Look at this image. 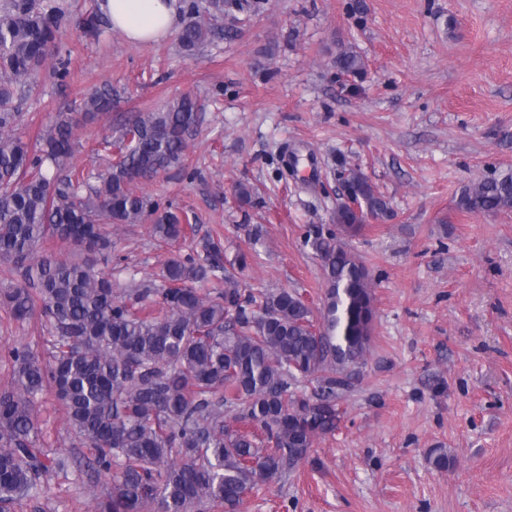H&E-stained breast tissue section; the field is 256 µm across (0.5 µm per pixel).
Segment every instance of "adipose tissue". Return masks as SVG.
Here are the masks:
<instances>
[{"instance_id":"adipose-tissue-1","label":"adipose tissue","mask_w":512,"mask_h":512,"mask_svg":"<svg viewBox=\"0 0 512 512\" xmlns=\"http://www.w3.org/2000/svg\"><path fill=\"white\" fill-rule=\"evenodd\" d=\"M102 8L113 28L131 42L167 35L179 18V0H104Z\"/></svg>"}]
</instances>
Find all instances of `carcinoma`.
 Masks as SVG:
<instances>
[{
    "label": "carcinoma",
    "instance_id": "carcinoma-1",
    "mask_svg": "<svg viewBox=\"0 0 512 512\" xmlns=\"http://www.w3.org/2000/svg\"><path fill=\"white\" fill-rule=\"evenodd\" d=\"M223 15L224 0H207L203 10L190 0L180 49L194 55L230 33L216 25ZM69 22L59 0H8L0 9V274L22 270L30 284L1 289L0 305L17 321L42 319L51 346L46 360L8 349L0 512L43 491L35 400L47 389L87 447V467L112 474L95 512H242L249 495L309 462L316 441L338 428L340 400L367 364L376 317L370 271L345 237L390 219L392 209L360 169L337 160L344 179L336 230L307 239L323 267L317 312L295 289L242 287L234 269L246 255L222 266L218 238L206 241L203 261L172 255L159 287L116 290L96 269L112 254L108 227L148 223L160 241L186 238L188 215L138 184L182 165L201 104L188 92L121 124L118 136L104 137L116 159L90 184L70 159L78 130L109 114L111 93L83 98L81 118H60L32 141L16 127L17 88L50 59L57 76L67 77L56 34ZM335 67L339 77L365 69L345 46ZM458 205L473 213L511 210L512 173L472 181ZM51 240L68 245L74 258L39 254Z\"/></svg>",
    "mask_w": 512,
    "mask_h": 512
}]
</instances>
